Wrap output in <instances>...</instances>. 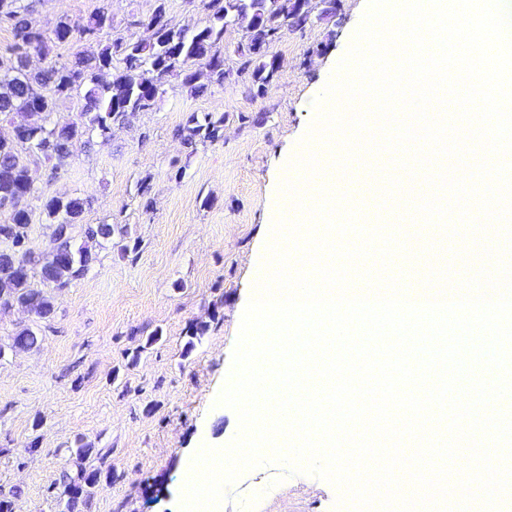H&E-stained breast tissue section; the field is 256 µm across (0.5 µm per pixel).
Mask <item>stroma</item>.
I'll return each instance as SVG.
<instances>
[{
	"instance_id": "stroma-1",
	"label": "stroma",
	"mask_w": 512,
	"mask_h": 512,
	"mask_svg": "<svg viewBox=\"0 0 512 512\" xmlns=\"http://www.w3.org/2000/svg\"><path fill=\"white\" fill-rule=\"evenodd\" d=\"M369 0H336L324 15L312 0L314 23L285 32L270 52L281 67L264 95L249 93L250 75H237L230 49L244 36L229 25L223 44L232 72L224 85L192 96L169 79L157 106L116 126L108 143L77 149L59 177L48 163L31 165L38 193L88 199L89 224L125 225L97 262L68 287L52 289L55 315L37 326L33 315L14 308L0 312V494L13 512H181L183 460L203 445L230 443L238 433L236 413L217 398L232 369L242 314L251 299L271 237L284 182L298 172L312 142L317 115L307 108L334 76L360 28ZM108 6L113 34L138 38L131 16L148 15L154 0H43L36 16L43 27L65 16L87 21ZM193 112L224 116V138L188 154L173 129ZM262 124H253L255 116ZM388 176V228L399 242L388 263L379 256L356 270L387 268L403 286L448 270L457 288L488 268L485 248L504 249L500 223H484L471 205L479 231L449 236L447 224H428L409 238L416 203L431 194L425 181L407 178L411 154L369 150L356 140L355 155L337 168L334 194L366 197L370 163ZM149 179L153 206L137 194ZM202 336L191 337L194 326ZM40 327L33 349H13L11 336ZM108 450L106 461H80L77 439ZM107 464L111 481L101 482L75 510L59 483L62 472L80 464ZM337 488L307 474L268 463L245 471L225 490L220 512H335Z\"/></svg>"
}]
</instances>
